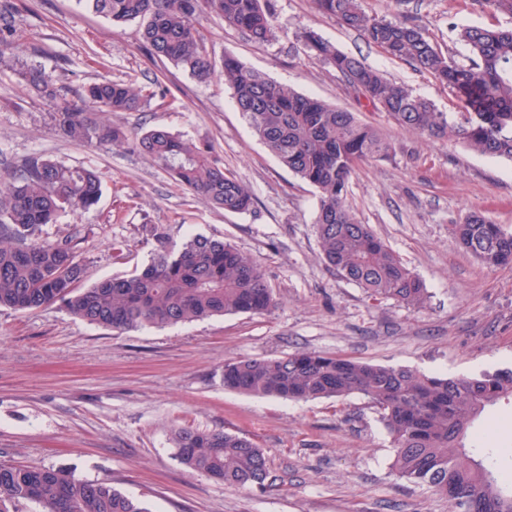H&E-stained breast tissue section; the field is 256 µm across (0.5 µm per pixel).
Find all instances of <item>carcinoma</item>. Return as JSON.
<instances>
[{
    "label": "carcinoma",
    "instance_id": "carcinoma-1",
    "mask_svg": "<svg viewBox=\"0 0 512 512\" xmlns=\"http://www.w3.org/2000/svg\"><path fill=\"white\" fill-rule=\"evenodd\" d=\"M114 24L137 22L145 48L200 83L215 75L233 91L268 151L318 196L314 220L326 267L371 296L420 309L430 298L424 281L347 205L356 166L390 157L394 147L378 128L356 114L305 96L246 67L232 55L216 68L199 19L209 11L247 40L275 37L273 16L262 0H81ZM317 9L360 32L387 56L407 62L448 86L466 108L451 123L427 99L390 81L363 60L340 52L321 37L304 34L307 49L332 66L351 88L398 126L429 139L454 140L481 155L512 160V26L457 28L470 51L463 64L442 54L420 27L406 20L368 15L362 0H315ZM16 43L12 21L0 13V46ZM25 86L43 100H56L55 78L23 67ZM143 89L102 79L77 89L53 113L65 139L90 146L133 142L172 179L211 208L247 212L253 197L234 173L218 165L207 143L182 139L165 127L128 131L96 114L139 112ZM100 173L33 156L0 188V307L26 312L58 304L72 316L114 332L166 326L238 313L261 314L274 306L261 265L229 242L191 235L173 241L167 224H148L151 261L134 273L84 288L87 267L73 238H42V228L65 213L95 207ZM457 245L488 267L512 264V232L481 211L452 225ZM224 386L244 394L294 401L341 399L360 394L376 408L391 437L392 470L411 483L448 498L452 512H512V479L485 464L468 445L471 430L488 408L512 403V368L474 377L424 374L312 351L284 357L249 358L224 364ZM172 443L187 468L230 487L263 486L270 469L252 440L221 430L183 427ZM21 502L39 512H148L106 483L76 478L59 468L0 462V512Z\"/></svg>",
    "mask_w": 512,
    "mask_h": 512
}]
</instances>
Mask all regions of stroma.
<instances>
[{
  "label": "stroma",
  "mask_w": 512,
  "mask_h": 512,
  "mask_svg": "<svg viewBox=\"0 0 512 512\" xmlns=\"http://www.w3.org/2000/svg\"><path fill=\"white\" fill-rule=\"evenodd\" d=\"M276 36L255 44L216 15L201 25L215 58L248 68L296 92L356 112L393 142L392 157L360 163L347 203L418 274L427 305L374 298L329 271L313 224L315 189L281 166L238 112L221 77L201 83L150 55L137 23L110 25L76 0H0L16 48L0 52V188L22 162L44 155L97 168L99 204L44 226L53 240L75 232L89 281L121 277L146 264L143 227L170 225L231 242L260 263L276 301L264 314H233L115 333L53 305L0 308V461L65 468L105 482L150 512H450L431 488L401 480L393 449L366 399L293 402L224 386L226 362L316 351L424 373L476 376L512 367V264L489 268L460 249L450 228L473 210L512 231V161L405 130L358 98L313 56L312 31L458 118L447 86L386 56L357 31L320 14L313 0H269ZM365 11L421 25L459 61L469 52L459 25H512L475 0H364ZM52 73L63 94L103 78L143 87V111L118 115L138 130L162 126L213 146L219 164L252 193L246 213L218 212L176 184L132 145L96 148L61 138L55 106L30 93L21 64ZM122 252H115V244ZM181 427L225 430L252 439L268 459L272 484L224 486L191 472L171 438ZM494 431L495 464L512 467V406L479 418L474 436Z\"/></svg>",
  "instance_id": "stroma-1"
}]
</instances>
